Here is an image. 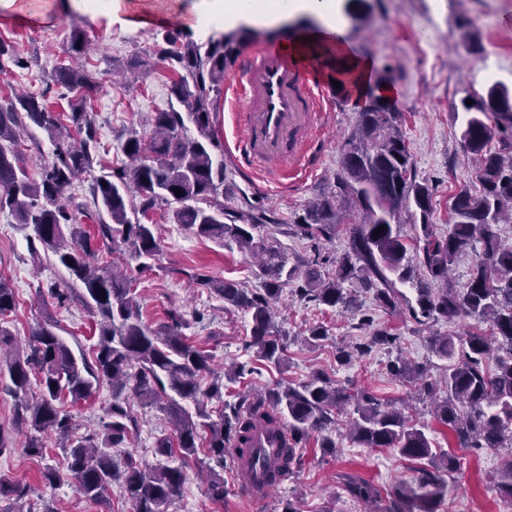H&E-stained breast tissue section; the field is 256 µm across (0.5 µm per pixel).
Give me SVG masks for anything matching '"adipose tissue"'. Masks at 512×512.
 I'll return each mask as SVG.
<instances>
[{"mask_svg":"<svg viewBox=\"0 0 512 512\" xmlns=\"http://www.w3.org/2000/svg\"><path fill=\"white\" fill-rule=\"evenodd\" d=\"M338 0H198L188 19L189 26L202 35L222 29L228 23L243 21L254 27H271L289 17L304 13L315 17L317 26L305 39L289 40L282 48L294 58L323 54L331 58L336 70L357 100H366L371 91L373 62L357 55L345 40V21ZM68 9L112 18L125 15L132 27H144L152 16L170 10L169 0L151 4L150 0H67Z\"/></svg>","mask_w":512,"mask_h":512,"instance_id":"obj_1","label":"adipose tissue"}]
</instances>
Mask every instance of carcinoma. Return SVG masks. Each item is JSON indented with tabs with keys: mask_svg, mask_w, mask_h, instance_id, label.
Listing matches in <instances>:
<instances>
[{
	"mask_svg": "<svg viewBox=\"0 0 512 512\" xmlns=\"http://www.w3.org/2000/svg\"><path fill=\"white\" fill-rule=\"evenodd\" d=\"M370 9L369 0H345V16L354 24ZM248 34L213 36L205 41L183 39L178 29L167 31V47L160 50L157 66L177 75L170 91L174 102L154 113L152 133L143 137L129 132L122 151L124 166L94 180L92 200L97 208L95 235L80 224L83 207H67L65 193L75 178L92 167L98 149L97 131L87 101L99 83L79 67L58 66L53 84L72 94L70 112L63 116L47 104L51 86L40 95L15 93L0 100V212L7 211L19 223L32 228L29 247L34 258L54 259L84 289L81 300L90 309L98 332L92 358L76 357L57 334L58 322L47 315L32 327L23 346L15 344L8 324L18 306L10 277L0 272V376L8 375L9 392L15 399L14 424L26 430L23 451L43 454V435L58 436L64 449L63 468L41 472L48 486L68 483L83 497L101 502L118 482L133 503V512H168L184 484L185 464L152 465L132 454L112 455L129 440L136 426L128 406L137 398L146 405L160 404L174 435L155 440V455L182 458L195 453L205 440L208 455L224 465V455L236 450L260 469L265 482L280 483L303 464L299 453L312 436L327 450L336 444L326 432L336 428V416L353 407L348 438L363 448H390L415 464L410 482L381 490L373 481L352 473L339 475L353 499L371 505L372 512H443L449 481L464 476L460 459L435 446L425 427L401 411L384 404L365 388L339 385L323 373L287 386L263 392L244 391L234 400L224 399V381L235 382L254 372L243 364L224 371L201 387L200 377L212 373L211 355L183 336L182 316L171 311L167 321L150 327L142 320L128 272L98 263L94 240L149 269V259L159 251L154 225L140 222L161 205H175L172 221L197 237L235 243L254 260V275L262 288L249 290L233 281L193 275L195 283L251 316L250 339L258 360L281 369L286 361L288 335L275 323V307L283 289L300 278L295 290L301 300L330 308L358 311V283L375 290L378 307L396 310L406 297L396 282L409 283L416 292L413 317L435 322L475 321L462 336L431 337L433 353L448 361L439 381L429 379L425 367L403 358L390 362L397 378L415 379L432 396L445 393L436 404V420L453 433L464 449L505 448L498 490L512 501V244L503 241L498 225L512 220V140L488 148L493 127L512 128V91L495 84L487 98L465 106L469 113L461 134L460 149L475 163L482 185L478 195L461 189L453 198L448 233L438 232L431 221L432 194L428 184L417 181L414 164L401 130V113L381 97H373L358 112L356 128L341 149L336 182L322 189L318 198L290 225L301 239L331 241L336 238L344 214L355 221L346 228V245L333 257L305 263V270L288 265V254L274 233L255 237L254 230L267 223L265 216L244 198L232 209L223 199L231 194L224 169V150L214 132L215 95L224 72L233 64ZM44 131L53 142L51 158L39 179L31 178L18 148L20 133L30 126ZM196 136H188L189 128ZM181 189L178 196L175 189ZM419 216L412 242L397 230L402 215ZM384 227L382 232L377 228ZM415 264L406 261L408 250ZM472 252L475 261L466 284L458 287L450 271L458 257ZM363 315L361 324L373 328L369 336L340 346L336 359L348 364L377 346L392 347L398 336L373 327ZM489 324L488 329L481 324ZM36 380L37 396L30 397ZM107 384L111 401L102 429L76 435L73 415L65 408L89 397ZM191 401L196 412L182 405ZM217 402L214 411L207 409ZM288 417V445L278 455L254 449L259 429L279 436L282 417ZM209 496L224 501L228 494L224 477L207 475ZM28 487L0 475V498L19 502Z\"/></svg>",
	"mask_w": 512,
	"mask_h": 512,
	"instance_id": "obj_1",
	"label": "carcinoma"
}]
</instances>
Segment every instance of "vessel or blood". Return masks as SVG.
Instances as JSON below:
<instances>
[{"mask_svg":"<svg viewBox=\"0 0 512 512\" xmlns=\"http://www.w3.org/2000/svg\"><path fill=\"white\" fill-rule=\"evenodd\" d=\"M281 48L267 44L246 54L225 84L224 105L236 128L232 152L246 175L270 170L278 178L297 176L315 135L316 95L306 72Z\"/></svg>","mask_w":512,"mask_h":512,"instance_id":"b4317fda","label":"vessel or blood"}]
</instances>
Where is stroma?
I'll list each match as a JSON object with an SVG mask.
<instances>
[{
  "label": "stroma",
  "instance_id": "obj_1",
  "mask_svg": "<svg viewBox=\"0 0 512 512\" xmlns=\"http://www.w3.org/2000/svg\"><path fill=\"white\" fill-rule=\"evenodd\" d=\"M195 4L196 0H180V17L146 29H130L116 20L64 10L61 0H52L45 21L37 25L0 10V39L13 42L18 54L28 60L24 69L6 64L0 73V94L11 87L41 91L57 66L73 62V30L82 31L87 38L86 67L100 84L88 103L100 148L97 163L68 191L74 204L88 202L93 180L124 161L122 144L127 132L134 128L148 131L153 113L166 108L170 80L158 72L157 54L165 46L167 29L185 28L184 17L192 13ZM370 5L366 19L357 28L347 29L346 38L357 53L373 60L376 77L401 89L396 103L402 114V131L417 177L433 193L432 221L444 232L452 196L464 186L474 194L481 190L460 152L466 118L463 102L485 95L496 81L512 90V35L501 24L502 16L512 17V0H370ZM315 78L331 87L320 108L316 165L301 178L278 187L248 177L232 154H225L224 166L233 183L229 205H236L238 197L244 196L279 223L289 224L324 186L335 182L341 147L355 126L359 106L335 87L334 66H321ZM149 221L155 226L160 249L150 271L133 275L143 320L153 326L166 321L168 311H179L185 322L184 335L211 354L215 376H222L232 365L254 361V351L244 347L250 336L249 314L225 308L222 300L190 280L201 271L243 288L259 287L249 259L236 246L196 237L171 223L168 207L150 212ZM28 233L11 214L0 212V272L11 277L18 295L11 331L18 342H25L31 327L49 314L58 321V334L72 350L91 353L97 342L94 318L79 298L62 305H41L40 294L63 285L69 274L58 264L34 260ZM358 300L362 311L373 316L376 327H388L398 334L400 352L426 364L432 376H442L448 362L431 353L427 339L434 333L460 335L464 324H420L408 307L394 311L377 307L370 290L359 291ZM279 308L282 328L291 338L286 366L279 371L259 368L241 382L230 384L229 392L297 383L317 371L341 384L367 388L392 406H408L410 418L424 425L438 446L458 452L464 476L448 487V499L458 512H512V504L502 500L496 489L501 450L457 451L451 431L434 418L430 398L417 386L390 374L388 364L399 351L376 348L350 364H338L337 345L369 333L357 317L298 299L291 285L284 288ZM317 325L327 329L328 337L319 345H307L302 337ZM130 407L136 429L123 450L153 461L155 438L172 433L173 428L157 407L135 399ZM346 421V416H339L332 433L335 450L323 451L313 439L307 442L303 468L272 490L259 511L237 493L239 480L231 469L224 472L229 495L221 502L210 498L206 475L216 463L206 449H198L186 462L178 456L171 458V465H184L186 480L169 512H280L283 502L291 499L299 501L304 512H368L365 504L342 489L338 473L356 474L385 489L411 481L413 464L389 450L353 444L346 435ZM11 440L15 451L0 455V472L28 485L26 505L32 512H132V503L119 484L112 486L105 503L89 502L65 483L54 488L44 485L41 471L64 459L55 439H48L41 457L22 452V436L13 434Z\"/></svg>",
  "mask_w": 512,
  "mask_h": 512
}]
</instances>
